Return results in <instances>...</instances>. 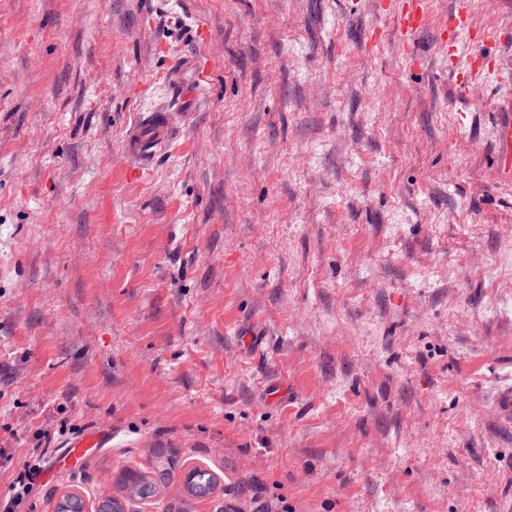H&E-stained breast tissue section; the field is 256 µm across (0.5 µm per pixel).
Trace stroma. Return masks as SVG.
<instances>
[{"mask_svg":"<svg viewBox=\"0 0 512 512\" xmlns=\"http://www.w3.org/2000/svg\"><path fill=\"white\" fill-rule=\"evenodd\" d=\"M459 2L415 59L375 0H0V501L27 464L23 512L122 498L170 455L161 512H512V37L448 54ZM173 130L170 112L157 110L142 114L127 133V155L150 163L169 142ZM499 176L506 182L512 181V119L501 123L497 129ZM493 407L500 421L512 425V386L506 385L497 390Z\"/></svg>","mask_w":512,"mask_h":512,"instance_id":"1","label":"stroma"}]
</instances>
